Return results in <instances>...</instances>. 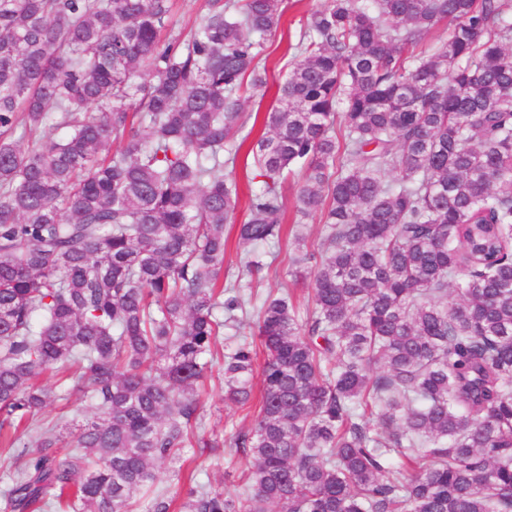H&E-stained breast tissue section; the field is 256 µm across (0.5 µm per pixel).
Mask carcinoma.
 Segmentation results:
<instances>
[{
	"mask_svg": "<svg viewBox=\"0 0 512 512\" xmlns=\"http://www.w3.org/2000/svg\"><path fill=\"white\" fill-rule=\"evenodd\" d=\"M283 2L204 0L163 40L172 0H0V512L142 492L174 512L153 466L197 438L205 357L242 307L224 166ZM295 38L239 237L280 245L300 172L313 309L269 295L260 345H226L224 401L257 408L233 437L245 489L191 482L179 512H512V0H326ZM71 389L100 416L70 451L53 425L3 439Z\"/></svg>",
	"mask_w": 512,
	"mask_h": 512,
	"instance_id": "carcinoma-1",
	"label": "carcinoma"
}]
</instances>
